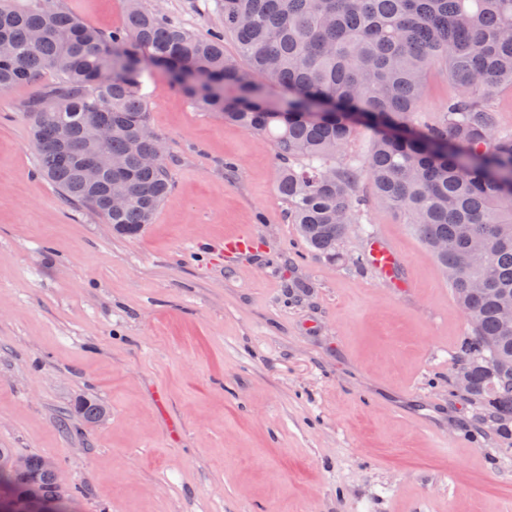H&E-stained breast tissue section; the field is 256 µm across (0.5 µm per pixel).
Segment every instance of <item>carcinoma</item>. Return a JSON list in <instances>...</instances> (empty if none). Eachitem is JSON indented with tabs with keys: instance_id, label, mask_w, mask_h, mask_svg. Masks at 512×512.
<instances>
[{
	"instance_id": "cac0c4a2",
	"label": "carcinoma",
	"mask_w": 512,
	"mask_h": 512,
	"mask_svg": "<svg viewBox=\"0 0 512 512\" xmlns=\"http://www.w3.org/2000/svg\"><path fill=\"white\" fill-rule=\"evenodd\" d=\"M41 0H0V91L54 71L59 90L32 106L41 173L69 200L99 212L124 236L152 223L170 190L149 125L144 78L166 73L198 109L270 140L277 191L307 246L330 259L351 224L368 219L361 186L415 229L470 316L453 358L470 378L467 400L512 421V129L495 103L512 86V0H215L222 24L199 37L160 8L126 0L123 29L108 34ZM232 35L244 66L224 52ZM453 91L427 118L429 68ZM366 154L348 152L357 129ZM88 424L106 413L82 401ZM27 471L0 467V497L37 477L51 512H74L44 457Z\"/></svg>"
}]
</instances>
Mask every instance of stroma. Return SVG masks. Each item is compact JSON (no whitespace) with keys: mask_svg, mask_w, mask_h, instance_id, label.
<instances>
[{"mask_svg":"<svg viewBox=\"0 0 512 512\" xmlns=\"http://www.w3.org/2000/svg\"><path fill=\"white\" fill-rule=\"evenodd\" d=\"M144 3L221 23L215 0ZM58 4L125 25V0ZM56 80L0 92V448L54 459L78 512H512V431L455 390L469 320L410 225L374 200L343 260L311 253L272 144L157 72L172 190L117 236L39 172L26 114ZM245 231L253 250L225 248ZM373 238L404 287L364 263Z\"/></svg>","mask_w":512,"mask_h":512,"instance_id":"obj_1","label":"stroma"}]
</instances>
